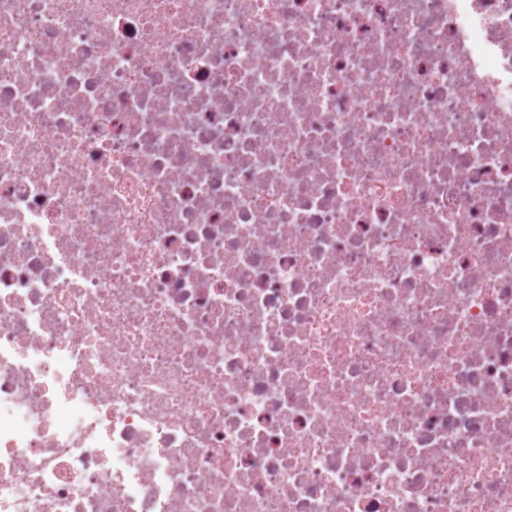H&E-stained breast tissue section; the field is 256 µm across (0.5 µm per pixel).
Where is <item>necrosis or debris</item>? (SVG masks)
<instances>
[{
	"mask_svg": "<svg viewBox=\"0 0 512 512\" xmlns=\"http://www.w3.org/2000/svg\"><path fill=\"white\" fill-rule=\"evenodd\" d=\"M0 512H512V0H0Z\"/></svg>",
	"mask_w": 512,
	"mask_h": 512,
	"instance_id": "obj_1",
	"label": "necrosis or debris"
}]
</instances>
